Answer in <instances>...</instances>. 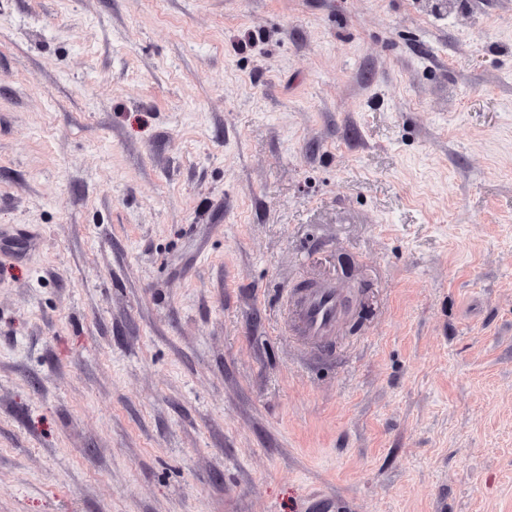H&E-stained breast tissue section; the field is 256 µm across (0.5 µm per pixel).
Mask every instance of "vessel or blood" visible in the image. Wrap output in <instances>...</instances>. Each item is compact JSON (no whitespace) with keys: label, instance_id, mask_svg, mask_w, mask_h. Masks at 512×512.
Wrapping results in <instances>:
<instances>
[{"label":"vessel or blood","instance_id":"1","mask_svg":"<svg viewBox=\"0 0 512 512\" xmlns=\"http://www.w3.org/2000/svg\"><path fill=\"white\" fill-rule=\"evenodd\" d=\"M345 308V295L331 285L309 289L295 303L302 332L320 343L332 336Z\"/></svg>","mask_w":512,"mask_h":512}]
</instances>
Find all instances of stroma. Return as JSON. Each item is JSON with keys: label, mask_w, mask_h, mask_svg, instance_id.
<instances>
[{"label": "stroma", "mask_w": 512, "mask_h": 512, "mask_svg": "<svg viewBox=\"0 0 512 512\" xmlns=\"http://www.w3.org/2000/svg\"><path fill=\"white\" fill-rule=\"evenodd\" d=\"M0 512H512V0H0ZM345 308L346 296L332 285L310 288L295 303L302 332L320 343L332 336Z\"/></svg>", "instance_id": "35a3bbf8"}]
</instances>
